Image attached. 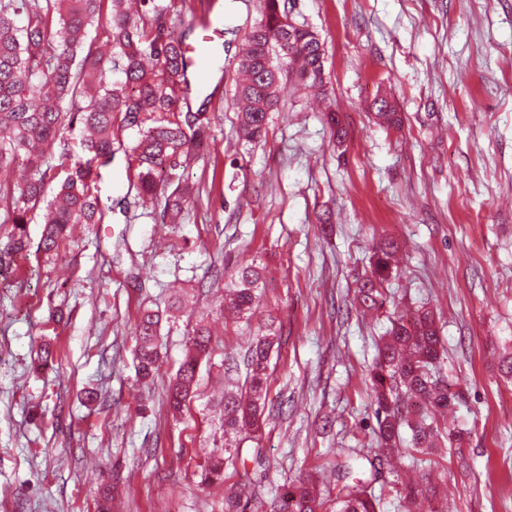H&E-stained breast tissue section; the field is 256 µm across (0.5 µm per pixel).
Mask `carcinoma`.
<instances>
[{
	"mask_svg": "<svg viewBox=\"0 0 512 512\" xmlns=\"http://www.w3.org/2000/svg\"><path fill=\"white\" fill-rule=\"evenodd\" d=\"M261 18L245 35L238 59L242 79L236 84L233 106L239 137L256 143L265 134L268 114L279 110L280 93L287 82L324 83V45L318 34L299 22L288 23L281 0H262ZM178 0H139L136 8L124 0H0V172L17 163L29 170L28 179L12 197L7 222L15 225L7 257L28 252L24 225L28 215L44 207V229L39 242L45 253H56L71 224H103L112 218V206L123 200L102 201L99 169L124 151L133 171L138 199L157 198L158 181L175 185L165 198L163 214L180 213L191 189L179 170L210 129L207 102L189 106L194 85L185 49L189 27L179 35L167 26ZM101 35L88 40L91 27ZM120 78H112V74ZM186 104L181 111L179 103ZM374 118L388 129L400 128L402 118L393 101L377 97ZM83 132V159L74 162L47 189L49 158L66 125ZM129 131L130 145L119 133ZM397 247L375 249L370 270L357 279L354 300L365 311L382 308L385 284L392 275ZM225 309L232 319L249 322L256 312L257 292L265 288L262 268L255 263L235 266L224 283ZM159 309L143 310L135 328L136 375L146 382L159 372ZM370 371L371 402L378 448L370 466L383 465L402 447L404 430L420 454L415 462L432 463L441 447L464 458L472 430L450 426L440 419L454 410L460 398L440 375L443 340L433 310L421 306L393 312L381 337ZM212 334L197 323L184 358L167 391L170 409L179 413L194 396L199 366L211 351ZM278 332L268 325L248 350L250 373L241 391L224 396V448L200 465V479L211 484L224 479V466L234 463L245 437L261 433L267 405V367ZM425 497L428 512H448L437 501L438 489L429 474ZM399 512H422L416 486L401 482L396 489ZM280 512H327L316 480L292 481L284 488ZM336 512H380V500L367 487L346 485L336 495Z\"/></svg>",
	"mask_w": 512,
	"mask_h": 512,
	"instance_id": "carcinoma-1",
	"label": "carcinoma"
}]
</instances>
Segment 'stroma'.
Returning a JSON list of instances; mask_svg holds the SVG:
<instances>
[{
    "mask_svg": "<svg viewBox=\"0 0 512 512\" xmlns=\"http://www.w3.org/2000/svg\"><path fill=\"white\" fill-rule=\"evenodd\" d=\"M325 43L322 88L287 84L265 139L242 141L232 107L237 56L260 0H186L174 33L222 19L214 63L192 105L209 97L211 147L182 180L195 194L176 219L143 209L117 153L101 196L127 198L108 224H77L57 254L38 251L41 212L26 226L25 258L0 270V512H224L242 488L245 512L270 504L285 481L314 475L334 498L337 466L354 460L381 512H397V469L371 477L375 425L367 373L394 306L440 317L442 369L463 399L452 414L471 428L467 469L437 459L448 512H512V0H286ZM384 93L403 117L375 124ZM347 130L336 145L326 109ZM398 247L389 303L351 306L373 244ZM257 260L267 288L257 321L274 317L275 405L258 440L244 443L223 482L196 472L224 444V359L243 358L253 333L225 319L215 271ZM181 297L163 320V363L151 383L134 370L135 323L150 301ZM205 320L213 353L194 398L172 417L166 388L188 332ZM52 368L34 371L44 341Z\"/></svg>",
    "mask_w": 512,
    "mask_h": 512,
    "instance_id": "35a3bbf8",
    "label": "stroma"
}]
</instances>
